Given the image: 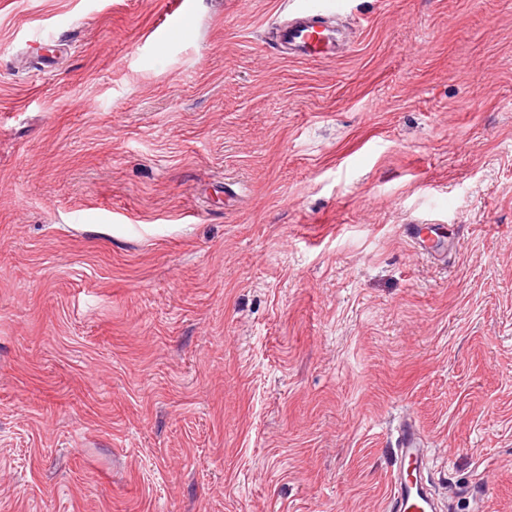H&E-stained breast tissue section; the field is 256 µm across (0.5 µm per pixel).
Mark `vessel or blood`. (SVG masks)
<instances>
[{"label":"vessel or blood","mask_w":512,"mask_h":512,"mask_svg":"<svg viewBox=\"0 0 512 512\" xmlns=\"http://www.w3.org/2000/svg\"><path fill=\"white\" fill-rule=\"evenodd\" d=\"M276 45L305 59L328 60L342 52L335 27L318 4L293 9L290 18L274 27ZM397 468L392 474L386 512H434L433 498L421 480L419 469L424 440L412 419H403L395 439Z\"/></svg>","instance_id":"b4317fda"}]
</instances>
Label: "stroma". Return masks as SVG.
Wrapping results in <instances>:
<instances>
[{"instance_id":"stroma-1","label":"stroma","mask_w":512,"mask_h":512,"mask_svg":"<svg viewBox=\"0 0 512 512\" xmlns=\"http://www.w3.org/2000/svg\"><path fill=\"white\" fill-rule=\"evenodd\" d=\"M300 2L0 0V512H512V0ZM327 10L319 4L291 11V17L274 27L276 45L305 59H334L342 53L336 28L328 23ZM397 468L392 473L385 510L388 512H433V498L421 480L419 469L425 450L419 426L403 419L395 439Z\"/></svg>"}]
</instances>
